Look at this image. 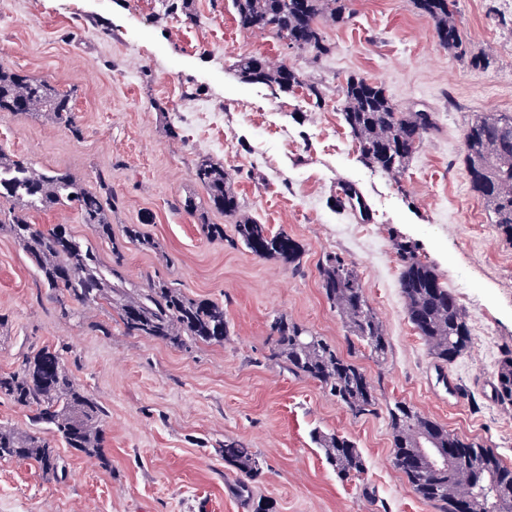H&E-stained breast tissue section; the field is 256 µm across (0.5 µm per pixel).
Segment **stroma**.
<instances>
[{
    "label": "stroma",
    "instance_id": "obj_1",
    "mask_svg": "<svg viewBox=\"0 0 512 512\" xmlns=\"http://www.w3.org/2000/svg\"><path fill=\"white\" fill-rule=\"evenodd\" d=\"M352 18L319 26L329 53L312 58L272 34L240 28L231 0H0V65L71 92L81 137L45 116L0 113V149L39 171L63 168L87 187L112 177V228L139 225L154 248L125 245L122 273L153 277L194 299L223 304V344L176 348L127 333L104 304L65 317L17 241L0 231V373L32 351L58 349L105 408L102 458L62 443L65 475L45 477L31 459L0 460V512H440L393 465L387 410L405 402L512 466V405L495 393L512 352V244L471 190L464 133L477 117L512 114V0H457L463 31L448 52L413 0H348ZM257 54L299 69L324 92L281 93L242 80L237 58ZM355 76L382 86L403 111L432 112L400 178L360 159L343 121L340 86ZM223 113V121L212 118ZM233 154H225V141ZM223 165L244 214L296 241L288 262L237 242L233 218L191 215L203 198L193 167ZM351 185L362 207L336 204ZM224 236L207 239L202 223ZM411 244L443 285L464 279L469 347L439 366L410 323L396 245ZM358 274L388 351L357 345L321 288L326 255ZM284 315L335 346L370 381L373 414H353L319 382L294 373L270 334ZM109 325L102 334L100 325ZM454 376L469 400L457 406L441 381ZM353 441L365 470L345 479L314 432ZM244 442L262 473L251 497L224 462L227 439Z\"/></svg>",
    "mask_w": 512,
    "mask_h": 512
}]
</instances>
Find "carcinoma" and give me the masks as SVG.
<instances>
[{
	"mask_svg": "<svg viewBox=\"0 0 512 512\" xmlns=\"http://www.w3.org/2000/svg\"><path fill=\"white\" fill-rule=\"evenodd\" d=\"M455 2L414 0L433 22L439 43L450 52L463 44L454 18ZM232 4L241 28L270 32L287 47L316 57L329 52L318 19L326 13L338 23L349 19L345 0H232ZM235 67L244 80L275 86L284 93L304 88L313 106H322L319 86L305 83L291 66L273 68L261 57L242 55ZM342 94L343 120L361 160L388 176L401 175L423 135L435 128V113L403 112L382 87L354 76L345 79ZM0 112L15 116L42 112L74 137L82 135L69 92L46 79L3 66ZM464 144L471 189L484 201L498 233L512 244V115L478 117L467 128ZM194 178L207 200L185 198L180 202L185 212L194 214L208 207L235 216L234 234L251 252L279 255L290 262L297 259L300 248L293 239L273 235L267 225L241 214L240 201L227 183L224 166L203 158L195 165ZM0 198L21 205L0 219V228H7L22 246L63 314L74 315L77 305L103 302L118 310L119 322L129 334L174 347L189 341L224 343L228 334L224 305L190 298L171 284L151 278L147 287L134 293L119 285L122 245L112 239V186L106 178H98V188L89 189L67 171H37L22 157L0 152ZM58 206L74 208L96 238L111 242L112 265L100 262L90 242L58 226L43 230L32 223L31 213ZM122 237L126 243L152 247L135 224L124 226ZM397 247L403 262L400 288L408 318L434 357L446 364L471 341L465 315L433 270L416 259L411 246L399 243ZM320 274L327 300L341 312L351 334L376 357H384L386 337L358 275L338 255L325 257ZM270 329L278 356L289 370L318 381L336 402L356 414L376 412L365 374L341 357L326 339L312 335L284 315L275 318ZM497 393L502 401L512 402L511 355L501 362ZM0 395L27 408L35 427L21 438L13 428L0 425V460L33 459L43 475L58 480L65 469L47 437L88 455L102 453L104 407L66 369L59 350L40 348L26 356L18 370L0 374ZM388 425L397 451L394 466L422 499L439 506L441 512H459L458 489L466 486L472 494V512H512V467L492 449L461 439L403 402L388 409ZM423 433L433 434L438 447L460 448L462 453L446 468H435L422 456L412 460L409 453L415 451L416 439ZM317 443L338 474L349 478L363 472V457L348 438L320 436ZM224 463L246 477L240 481L243 492L249 491L248 482L262 473L252 450L239 440L224 441Z\"/></svg>",
	"mask_w": 512,
	"mask_h": 512,
	"instance_id": "carcinoma-1",
	"label": "carcinoma"
}]
</instances>
